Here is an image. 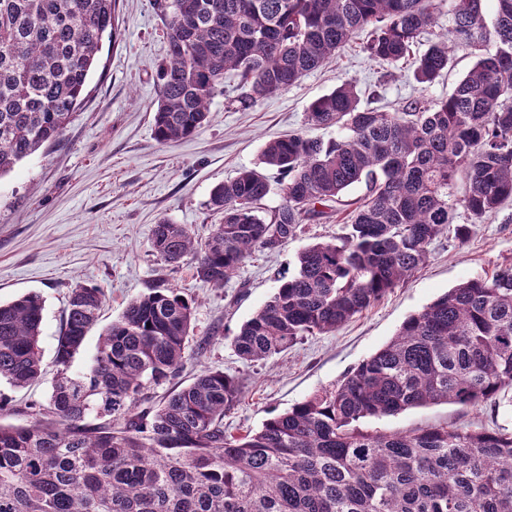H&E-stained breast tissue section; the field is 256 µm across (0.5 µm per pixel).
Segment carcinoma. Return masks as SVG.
Wrapping results in <instances>:
<instances>
[{"label": "carcinoma", "mask_w": 512, "mask_h": 512, "mask_svg": "<svg viewBox=\"0 0 512 512\" xmlns=\"http://www.w3.org/2000/svg\"><path fill=\"white\" fill-rule=\"evenodd\" d=\"M117 2L0 0V177L74 120L103 39L116 37ZM492 2L489 20L484 0H154L168 45L154 115L161 143L208 121L225 74L240 78L249 106L365 29L363 52L397 63L448 15L415 61L420 84L448 69L454 47L476 57L450 95L401 112L360 106L349 79L314 100L305 123L340 135L265 145L261 164L282 175L284 199L269 216L260 205L272 184L247 169L212 189L209 206L224 221L207 237L168 219L154 226L157 256L178 264L191 255L197 276L222 288L252 254L282 248L330 218L327 204L365 187L345 232L298 252L294 271L241 325L233 343L242 359L336 331L424 265L450 225L462 239L512 199V0ZM101 304L96 287L71 290L50 395L32 424L0 425V512H512V431L359 426L438 403L512 409V264L462 281L340 382L240 436L226 434L224 414L241 385L219 370L143 406L198 355L187 354L192 301L175 288L130 302L73 373ZM43 311L36 293L0 303V381L41 378Z\"/></svg>", "instance_id": "obj_1"}]
</instances>
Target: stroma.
Instances as JSON below:
<instances>
[{
	"mask_svg": "<svg viewBox=\"0 0 512 512\" xmlns=\"http://www.w3.org/2000/svg\"><path fill=\"white\" fill-rule=\"evenodd\" d=\"M118 14L117 36L104 41L85 99L64 135L0 177V301L30 292L45 301L44 376L23 389L0 384V396L8 401L0 424L29 425L33 405L44 403L56 372V337L70 291L78 285L100 288L104 303L74 358L76 372L133 298L152 287H173L192 299L193 335L208 338L209 346L204 356L187 361L179 381L189 383L206 368L239 381L242 398L224 416L225 430L238 434L259 429L271 413L337 383L389 342L409 315L448 289L512 264L509 201L472 225L465 239L450 234L435 242L423 266L335 332L306 337L265 361L243 360L232 344L241 325L273 295L278 276L293 269L301 249L342 233L349 208L341 207L330 222L306 225L279 251L255 253L221 288L198 278L192 259L177 265L160 260L150 246L154 225L169 219L207 236L222 220L209 207L212 189L258 167L267 141L302 130L335 138V129L307 128L305 114L341 80L356 83L362 106L398 112L417 99L448 96L475 58L456 49L443 75L423 86L413 77L414 58L447 27V18L420 35L411 58L395 64L369 58L357 37L326 67L246 108L237 100L236 76H225L209 123L189 138L161 143L154 137V115L157 72L167 55L165 21L152 0H120ZM438 424L511 431L512 413H494L489 403L439 404L370 419L363 427L401 431Z\"/></svg>",
	"mask_w": 512,
	"mask_h": 512,
	"instance_id": "35a3bbf8",
	"label": "stroma"
}]
</instances>
